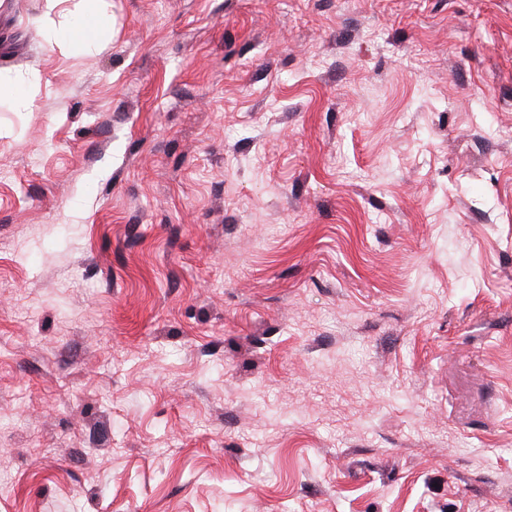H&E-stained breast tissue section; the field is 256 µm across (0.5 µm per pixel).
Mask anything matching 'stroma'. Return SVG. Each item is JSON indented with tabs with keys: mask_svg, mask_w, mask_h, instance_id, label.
<instances>
[{
	"mask_svg": "<svg viewBox=\"0 0 512 512\" xmlns=\"http://www.w3.org/2000/svg\"><path fill=\"white\" fill-rule=\"evenodd\" d=\"M102 11L0 0V512H512V0ZM89 2L86 9L79 11L74 17L61 22L55 29L54 36L59 41L70 42L80 49L87 48L93 39V36L99 30V10L94 8L97 0H83ZM82 30L85 34L81 40H76L73 33Z\"/></svg>",
	"mask_w": 512,
	"mask_h": 512,
	"instance_id": "stroma-1",
	"label": "stroma"
}]
</instances>
